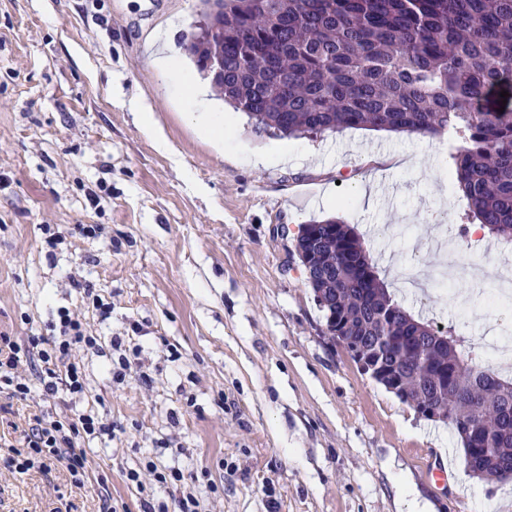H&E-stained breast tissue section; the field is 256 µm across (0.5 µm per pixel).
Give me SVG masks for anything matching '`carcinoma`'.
I'll list each match as a JSON object with an SVG mask.
<instances>
[{
	"mask_svg": "<svg viewBox=\"0 0 512 512\" xmlns=\"http://www.w3.org/2000/svg\"><path fill=\"white\" fill-rule=\"evenodd\" d=\"M185 50L198 72L218 55L224 101L258 131L311 138L345 128L448 134L468 216L512 246V0H223L224 26L200 0ZM317 234L311 239V234ZM297 247L325 325L381 362L408 400L448 408L470 471L512 469V381L474 361L448 331L415 319L387 291L354 226L301 225ZM448 338L417 357L400 342Z\"/></svg>",
	"mask_w": 512,
	"mask_h": 512,
	"instance_id": "obj_1",
	"label": "carcinoma"
}]
</instances>
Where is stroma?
Returning a JSON list of instances; mask_svg holds the SVG:
<instances>
[{"instance_id": "stroma-1", "label": "stroma", "mask_w": 512, "mask_h": 512, "mask_svg": "<svg viewBox=\"0 0 512 512\" xmlns=\"http://www.w3.org/2000/svg\"><path fill=\"white\" fill-rule=\"evenodd\" d=\"M198 10L0 0V336H50L58 309L78 314L100 347L76 356L90 390L77 407L115 427L91 440L84 485L54 465L19 473L11 446L45 404L0 397V512L106 501L141 512L145 499L176 512L183 490L202 512H512V479L472 476L447 423L419 416L325 335L291 252L300 225L342 217L396 300L486 362L482 341L512 329V306L485 300L512 277V251L462 233L446 137L256 132L183 50ZM160 30L175 60L165 72L151 62ZM196 112L223 115V136L201 134ZM361 181L377 184L373 204ZM75 279L111 304L110 319ZM150 460L180 470V489L155 483ZM438 464L445 480L430 473Z\"/></svg>"}]
</instances>
